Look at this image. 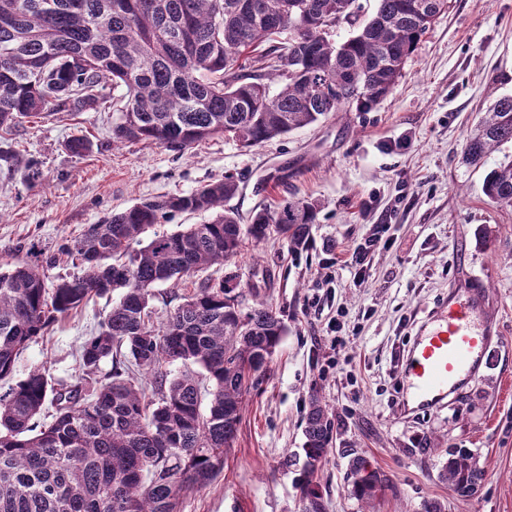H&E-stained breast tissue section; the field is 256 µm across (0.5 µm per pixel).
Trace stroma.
I'll return each instance as SVG.
<instances>
[{"mask_svg":"<svg viewBox=\"0 0 512 512\" xmlns=\"http://www.w3.org/2000/svg\"><path fill=\"white\" fill-rule=\"evenodd\" d=\"M512 95V0H448L408 59L395 90L373 110L348 107L315 124L245 148L214 136L182 151L152 141L113 144L116 112H57L22 119L0 138L27 170L0 161V262L42 265L49 280L72 274L61 251L82 230L141 200L191 192L233 177L228 207L242 217L285 198L316 201L311 245L295 255L277 235L246 245L228 266L182 283L158 284L152 326L205 279L232 277L243 308L266 299L286 333L271 373L247 397L234 448L220 476L184 496L180 512H302V419L319 392L341 441L319 473L323 512H366L348 492L351 454L387 479L376 512H512V206L490 203L486 169L512 162V142L487 167L463 163L468 136L499 95ZM84 136L91 153L72 154ZM390 225L388 247L369 255L365 279L330 272L370 235ZM454 289L483 297L500 353L447 407L404 416L397 373L421 324ZM96 297L59 316L18 358L15 378L45 369L55 387L84 377L80 347L110 311ZM342 317L345 346L323 329ZM336 370L325 371L329 357ZM449 447L471 450L486 470L477 493L460 497L439 477Z\"/></svg>","mask_w":512,"mask_h":512,"instance_id":"stroma-1","label":"stroma"}]
</instances>
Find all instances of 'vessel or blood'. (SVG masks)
<instances>
[{"instance_id":"vessel-or-blood-1","label":"vessel or blood","mask_w":512,"mask_h":512,"mask_svg":"<svg viewBox=\"0 0 512 512\" xmlns=\"http://www.w3.org/2000/svg\"><path fill=\"white\" fill-rule=\"evenodd\" d=\"M480 306L474 294L450 293L422 326L399 373L404 399L415 409L446 405L487 364L494 338L490 322L476 319Z\"/></svg>"}]
</instances>
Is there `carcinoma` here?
Instances as JSON below:
<instances>
[{"instance_id": "carcinoma-1", "label": "carcinoma", "mask_w": 512, "mask_h": 512, "mask_svg": "<svg viewBox=\"0 0 512 512\" xmlns=\"http://www.w3.org/2000/svg\"><path fill=\"white\" fill-rule=\"evenodd\" d=\"M360 22L358 0H0V133L19 118L98 111L120 103L112 141H157L182 151L215 135L260 145L391 94L447 0H376ZM355 30L333 38L341 22ZM512 141V95L494 100L466 142L483 166ZM226 177L190 193L145 199L91 224L65 248L81 274L47 281L39 267L0 269V380L56 319L93 296L119 293L80 352L83 371L110 359L104 382L60 389L34 369L0 397V512H179L180 499L220 474L246 396L267 374L286 328L273 305L243 310L227 281L204 282L150 325L151 289L230 261L275 228L297 254L317 205L283 200L241 223L224 207ZM483 193L512 206V162L490 169ZM211 212L204 224L153 232L175 213ZM196 365L202 373L162 371ZM161 395L157 404L148 393ZM208 411L201 412L203 396ZM301 493L322 512L318 472L338 432L329 406L310 397ZM440 478L459 496L485 478L464 448L448 451ZM349 492L373 507L386 478L350 460Z\"/></svg>"}]
</instances>
